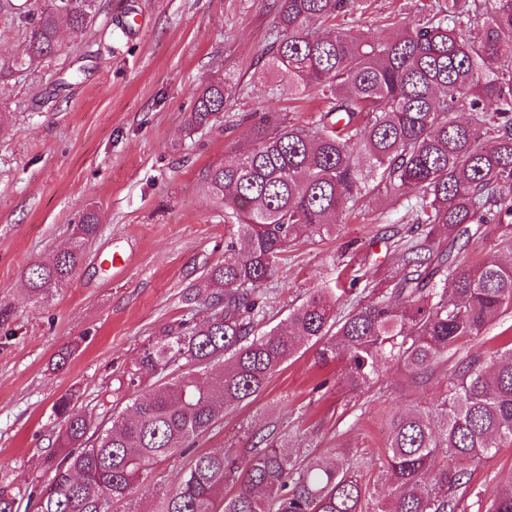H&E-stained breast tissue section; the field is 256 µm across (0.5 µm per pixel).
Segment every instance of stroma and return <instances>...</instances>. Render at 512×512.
Segmentation results:
<instances>
[{
	"mask_svg": "<svg viewBox=\"0 0 512 512\" xmlns=\"http://www.w3.org/2000/svg\"><path fill=\"white\" fill-rule=\"evenodd\" d=\"M425 2L371 0L345 23L386 37ZM274 17L275 0H101L84 32L62 29L53 60L19 71L27 26L0 15V306L11 312L0 325V487L16 493L18 512H37L36 493L49 484L56 400L72 395L83 413L106 404L124 411L123 371L163 327L187 317L183 295L205 291L207 267L223 259L228 226L201 190L202 170L251 148L263 117L314 121L319 92L295 96L264 67ZM218 77L233 88L222 118L188 131L202 86ZM90 207L101 222L81 265L51 295L31 299L28 265L67 248ZM416 230L406 198L368 194L335 230L290 248L258 286L266 325L340 275L357 269L369 283L399 269L397 242ZM115 246L129 258L117 273L107 262ZM492 257L512 258V225L484 226L461 262ZM343 366L315 364L303 345L259 394L225 411L196 451L247 446L250 428L274 431L304 452L350 449L375 479L390 415L427 407L448 370L419 386L391 364L353 390ZM511 479L507 445L476 468L470 490L487 498Z\"/></svg>",
	"mask_w": 512,
	"mask_h": 512,
	"instance_id": "obj_1",
	"label": "stroma"
}]
</instances>
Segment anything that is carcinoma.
Wrapping results in <instances>:
<instances>
[{"label":"carcinoma","mask_w":512,"mask_h":512,"mask_svg":"<svg viewBox=\"0 0 512 512\" xmlns=\"http://www.w3.org/2000/svg\"><path fill=\"white\" fill-rule=\"evenodd\" d=\"M97 3L42 0L24 11L28 59L52 58L60 21L84 29ZM275 9L267 65L295 93H321L318 126L263 120L253 150L204 170L203 191L233 228L224 259L207 270L204 315L141 349L120 385L155 386L130 414L97 423L72 397L57 400V457L38 512H138L136 494L155 466L184 456L226 409L260 393L305 340L319 345L318 363L343 358L352 388L371 385L383 365L424 383L448 357L454 364L427 409L391 415L372 482L368 463L344 448L302 454L249 427L251 446L199 452L177 485L154 487L155 512H467L472 471L512 443V342L457 354L512 309V260L459 259L463 238L512 224V196L503 194L512 185V0H432L386 38L344 26L367 0H275ZM229 96L221 78L206 85L188 129L216 122ZM380 188L415 197L420 233L400 244L402 271L341 319L336 289L317 288L284 323L261 330L251 288L275 274L288 246L330 231ZM99 224L85 211L69 249L28 266L32 298L72 276ZM215 364L220 381L202 384L197 369ZM229 484L238 485L231 495ZM476 505L512 512V483Z\"/></svg>","instance_id":"carcinoma-1"}]
</instances>
